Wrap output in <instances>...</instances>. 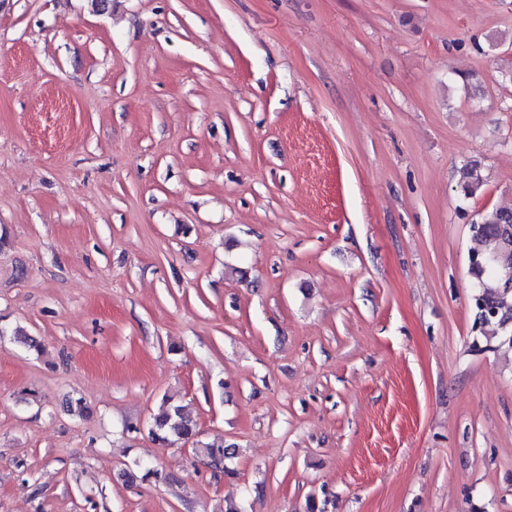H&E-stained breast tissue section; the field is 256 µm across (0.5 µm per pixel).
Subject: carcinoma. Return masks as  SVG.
Segmentation results:
<instances>
[{
  "instance_id": "carcinoma-1",
  "label": "carcinoma",
  "mask_w": 512,
  "mask_h": 512,
  "mask_svg": "<svg viewBox=\"0 0 512 512\" xmlns=\"http://www.w3.org/2000/svg\"><path fill=\"white\" fill-rule=\"evenodd\" d=\"M484 185L479 164L475 161L459 168L458 187L465 197L475 196ZM476 223L482 226L474 236L478 247L475 252L497 255L496 262L471 271L477 279L476 292L472 296L474 324L489 338H497L512 347V288L507 287L512 277V206H497L478 214ZM152 440L162 447L182 440L195 447L197 455L216 471L229 473L226 460L234 457L235 445L204 443L198 439L196 420L188 415L183 406L165 398L152 417Z\"/></svg>"
}]
</instances>
